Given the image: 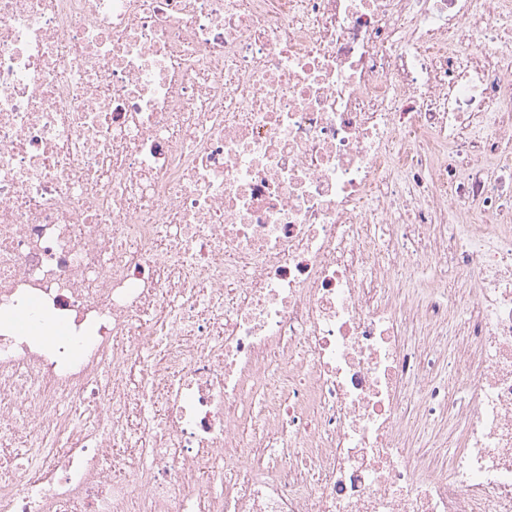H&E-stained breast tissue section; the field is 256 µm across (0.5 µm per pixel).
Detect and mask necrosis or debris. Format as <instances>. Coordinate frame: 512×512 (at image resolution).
Segmentation results:
<instances>
[{
  "label": "necrosis or debris",
  "mask_w": 512,
  "mask_h": 512,
  "mask_svg": "<svg viewBox=\"0 0 512 512\" xmlns=\"http://www.w3.org/2000/svg\"><path fill=\"white\" fill-rule=\"evenodd\" d=\"M511 111L512 0H0V512H512Z\"/></svg>",
  "instance_id": "4bbe7bcc"
}]
</instances>
